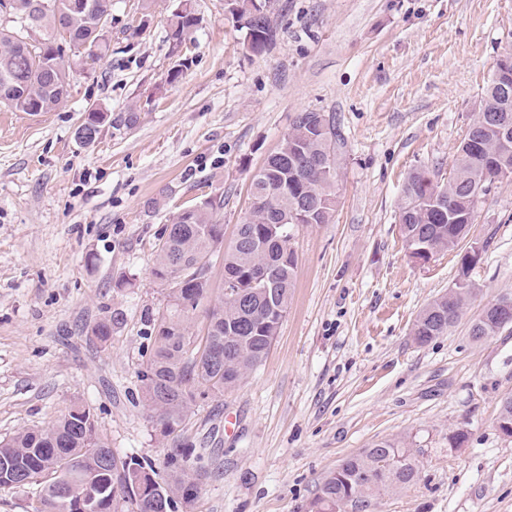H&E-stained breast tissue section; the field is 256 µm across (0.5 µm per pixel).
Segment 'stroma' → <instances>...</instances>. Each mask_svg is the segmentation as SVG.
Returning <instances> with one entry per match:
<instances>
[{
	"mask_svg": "<svg viewBox=\"0 0 512 512\" xmlns=\"http://www.w3.org/2000/svg\"><path fill=\"white\" fill-rule=\"evenodd\" d=\"M114 0L108 51L48 112L0 106V439L48 426L77 401L120 454L162 463L138 374L168 286L152 269L183 209L222 198L232 245L250 179L313 111L336 127V210L293 227L298 259L272 346L234 390L197 401L179 439L199 462L195 512H309L322 479L381 439L420 461L411 485L344 512H512V327L470 334L512 297V181L481 196L474 291L448 333L418 344L420 311L460 256L411 258L399 203L411 172L438 181L512 53V0H276V42L257 55L225 0H191L182 56L172 0ZM137 106L135 127L117 123ZM109 118L94 143L89 107ZM123 318L108 342L92 327ZM462 444H449L455 432ZM196 23L197 18L188 7V4L186 3L185 8H183L179 1V4L171 12L169 34V40L171 41V44L174 46L181 45L182 41L184 40V36L187 35V33L193 26L196 25Z\"/></svg>",
	"mask_w": 512,
	"mask_h": 512,
	"instance_id": "35a3bbf8",
	"label": "stroma"
}]
</instances>
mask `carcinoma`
<instances>
[{"label": "carcinoma", "instance_id": "1", "mask_svg": "<svg viewBox=\"0 0 512 512\" xmlns=\"http://www.w3.org/2000/svg\"><path fill=\"white\" fill-rule=\"evenodd\" d=\"M235 0L241 28L255 54L277 39L269 13L254 2ZM0 0V104L19 112H48L66 97L73 73L65 52L81 63H94L108 46L98 29L112 15V0ZM197 23L188 7L171 12L169 40L179 46ZM491 82L484 107L461 142L453 172L439 183L427 169L412 172L399 206L406 247L436 256L458 248L470 232L475 207L488 187L500 179L501 166L512 165L500 140L501 123L512 126V112H500V122L486 118L504 92ZM104 111L89 110L78 130L90 143L100 133ZM336 129L320 112H300L278 149L252 178L249 195L254 210L237 225L233 244L224 252V275L234 279L232 292L213 307L207 275L196 273L199 259L212 254L224 225L214 212L223 201L211 199L168 225L162 236L154 275L166 281L171 261H183L189 279L169 288L166 312L153 321L155 336L139 378L148 406L157 414L160 434L172 438L164 449V468L148 458L112 450L98 429L91 409L73 404L50 425L17 433L0 441V489L13 490L20 473L34 477L37 505L33 512H147L145 505L164 495L165 512H194L198 487L187 476L192 451L181 447L179 432L191 406L211 394L236 388L268 353L278 334L294 287L297 257L290 246L297 224H327L336 208ZM266 265L274 287L252 282V272ZM472 266L467 255L453 288L428 303L418 315L413 336L420 344L448 332L473 293ZM203 313L207 334L192 329ZM116 312L97 322L93 336L105 343L120 323ZM419 460L404 442L376 441L347 457L328 473L311 512H336L348 503L367 508L373 499L413 483Z\"/></svg>", "mask_w": 512, "mask_h": 512}]
</instances>
